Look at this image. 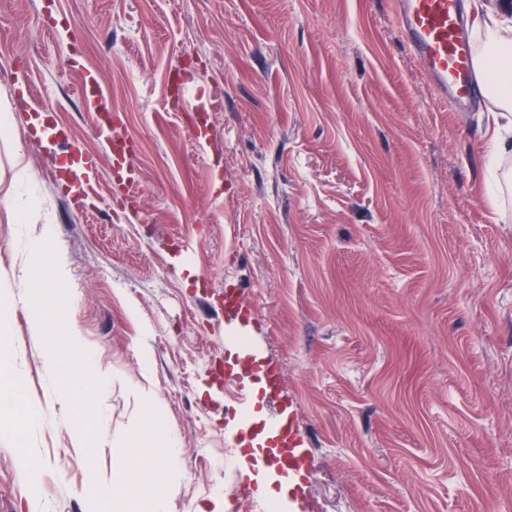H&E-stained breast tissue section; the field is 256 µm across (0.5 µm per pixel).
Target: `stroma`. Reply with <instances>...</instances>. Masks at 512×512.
<instances>
[{
  "mask_svg": "<svg viewBox=\"0 0 512 512\" xmlns=\"http://www.w3.org/2000/svg\"><path fill=\"white\" fill-rule=\"evenodd\" d=\"M96 74L131 172L83 93ZM224 109L197 127L198 90ZM0 512H91L149 463L170 512H512V160L494 97L440 102L390 0H0ZM63 130L88 161L74 187ZM23 157L29 178L15 180ZM51 229L49 314L109 377L84 434L15 276ZM280 369L272 407L308 438L288 502L234 472L242 427L224 331ZM176 455L137 448L134 392ZM37 416L24 425V413Z\"/></svg>",
  "mask_w": 512,
  "mask_h": 512,
  "instance_id": "stroma-1",
  "label": "stroma"
}]
</instances>
